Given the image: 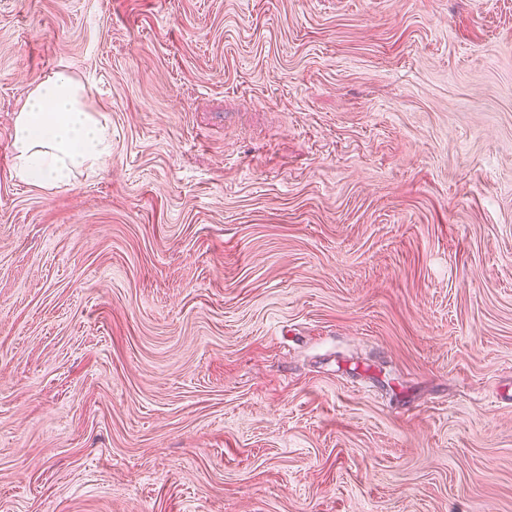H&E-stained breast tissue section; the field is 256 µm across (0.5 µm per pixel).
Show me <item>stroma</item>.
Wrapping results in <instances>:
<instances>
[{"instance_id":"stroma-1","label":"stroma","mask_w":512,"mask_h":512,"mask_svg":"<svg viewBox=\"0 0 512 512\" xmlns=\"http://www.w3.org/2000/svg\"><path fill=\"white\" fill-rule=\"evenodd\" d=\"M511 395L512 0H0V512H512ZM14 177L40 187L70 185L112 155L107 116L89 104L87 85L56 72L39 81L16 112Z\"/></svg>"}]
</instances>
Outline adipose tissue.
<instances>
[{"mask_svg":"<svg viewBox=\"0 0 512 512\" xmlns=\"http://www.w3.org/2000/svg\"><path fill=\"white\" fill-rule=\"evenodd\" d=\"M12 145L15 178L59 187L102 169L112 155V129L91 107L86 84L60 71L28 94L14 118Z\"/></svg>","mask_w":512,"mask_h":512,"instance_id":"1","label":"adipose tissue"}]
</instances>
